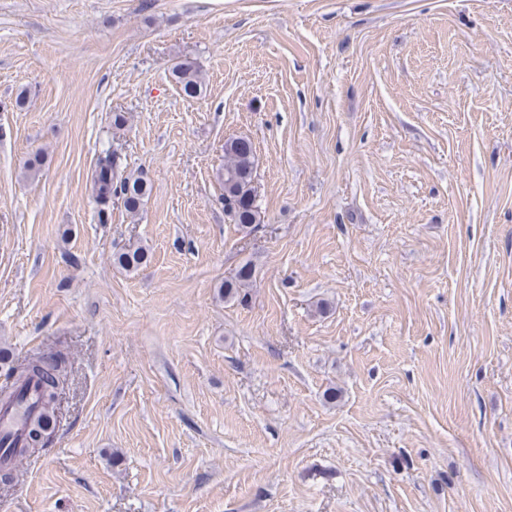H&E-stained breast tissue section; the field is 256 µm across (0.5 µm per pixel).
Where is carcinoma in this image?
<instances>
[{
    "label": "carcinoma",
    "instance_id": "1",
    "mask_svg": "<svg viewBox=\"0 0 512 512\" xmlns=\"http://www.w3.org/2000/svg\"><path fill=\"white\" fill-rule=\"evenodd\" d=\"M173 81L182 94L191 99L204 91V79L191 61L175 64L171 70ZM224 169L221 173L223 194L220 201L234 223L251 228L261 223V214L253 190L255 150L250 140L232 138L224 143ZM91 194L99 206L100 220H105L112 207V200L120 201L124 210L135 216L151 193V185L143 173L126 172L120 168L115 153L107 148L97 156L90 180ZM113 261L127 271H137L150 262L148 250L130 245L114 254ZM255 276L254 267L246 262L235 274L224 280L219 294L226 301L244 302L247 288ZM64 359L36 356L13 367L5 384L0 386V404L10 406L22 396L32 382L40 391L43 416L26 426L25 447L31 451L45 444L48 431L56 417V406L64 379Z\"/></svg>",
    "mask_w": 512,
    "mask_h": 512
}]
</instances>
